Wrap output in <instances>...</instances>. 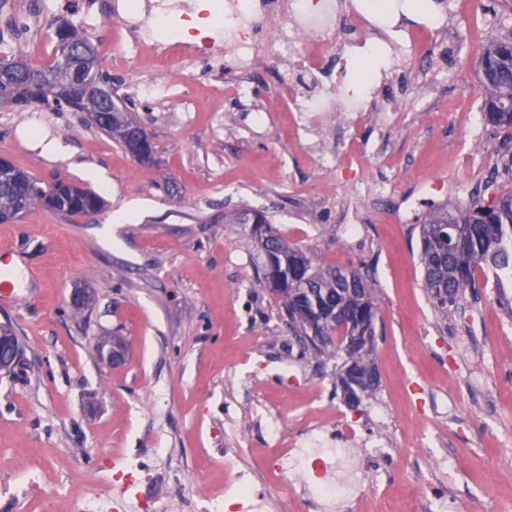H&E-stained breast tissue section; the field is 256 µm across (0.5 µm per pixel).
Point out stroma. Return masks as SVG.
Instances as JSON below:
<instances>
[{"label":"stroma","instance_id":"stroma-1","mask_svg":"<svg viewBox=\"0 0 512 512\" xmlns=\"http://www.w3.org/2000/svg\"><path fill=\"white\" fill-rule=\"evenodd\" d=\"M460 0L403 5L394 33L446 24L433 44L392 63L383 43L334 55L326 88L356 83L365 65L383 70L376 94L390 120L346 127L336 115L323 140L380 145L359 168L325 166L277 113L258 123L285 69L267 64L252 108L225 100L199 59L188 78L122 71L120 92L136 103L156 163L136 162L84 113L0 107V153L47 180L64 176L99 193L98 214L43 208L0 224V247L35 279L0 325L23 339L24 366L0 372V512H69L76 492H106L126 453L166 457L195 480L262 470L265 432L254 407L302 427L316 406L386 448L388 484L367 512H512V281H488L448 311L428 296L418 259L427 206L512 191L503 169L505 134L480 118L478 63L493 40L512 37V0H489L477 33L457 29ZM153 80L172 87L147 102ZM475 113L463 126L456 111ZM56 142V154L45 144ZM420 192L402 216L399 200ZM264 211L289 241L326 263L368 274L377 296L373 360L379 386L359 406L336 387L335 362L301 357L278 299L252 285V250L226 214ZM94 301L74 314L75 287ZM124 337L128 357L113 368L96 343ZM232 454H225V447ZM39 475L20 486L21 465Z\"/></svg>","mask_w":512,"mask_h":512}]
</instances>
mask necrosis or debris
Wrapping results in <instances>:
<instances>
[{"mask_svg": "<svg viewBox=\"0 0 512 512\" xmlns=\"http://www.w3.org/2000/svg\"><path fill=\"white\" fill-rule=\"evenodd\" d=\"M338 9L339 0H215L214 17L223 34L205 48L167 33L172 13L191 20L192 0H114L112 58L117 61L130 53L149 69L175 73L204 50H224L236 74L225 82L224 94L245 103L252 98L251 76L261 62L287 64L289 72L316 81L329 55L339 49L364 47L390 22L385 6L369 4L350 14L346 33L340 38L336 35ZM379 82V76L371 73L363 89L340 96L323 91L314 97L296 93L293 85L285 82L269 109L292 113L297 139L303 142L329 113H343L355 123L366 113L377 111L372 91ZM272 415L268 408L261 413L270 422L268 444L277 450L276 456L267 459L265 471L280 480L281 491H274L257 481L255 472L243 469L232 479L233 499L225 498L220 485L185 498L175 493L182 483L180 475L169 471L163 477V492L132 503L126 496L129 486L144 478L151 466L129 461L112 476V496L83 495L72 503L70 512H278L286 493L298 495L306 512H330L337 499L347 494L346 484L336 477L337 468L344 463L342 451L368 447L366 436L343 428L334 415L322 414L286 437Z\"/></svg>", "mask_w": 512, "mask_h": 512, "instance_id": "4bbe7bcc", "label": "necrosis or debris"}]
</instances>
